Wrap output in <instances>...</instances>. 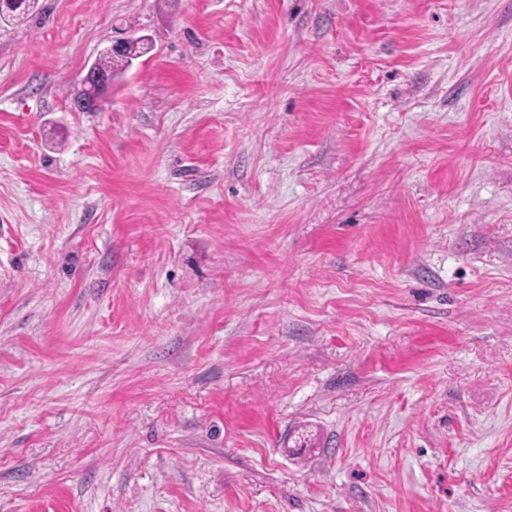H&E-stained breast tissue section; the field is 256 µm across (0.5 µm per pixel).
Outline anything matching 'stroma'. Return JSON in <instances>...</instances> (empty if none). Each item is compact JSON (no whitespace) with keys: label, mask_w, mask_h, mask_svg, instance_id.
Instances as JSON below:
<instances>
[{"label":"stroma","mask_w":512,"mask_h":512,"mask_svg":"<svg viewBox=\"0 0 512 512\" xmlns=\"http://www.w3.org/2000/svg\"><path fill=\"white\" fill-rule=\"evenodd\" d=\"M0 512H512V0L0 26ZM154 48L152 39L147 35L135 36L130 33L126 36L112 40L110 46L103 50L104 53L124 52L127 49H135L137 52L127 55L129 66L136 60ZM127 59L122 56L100 55L97 61L93 62L87 69L80 86L78 94L71 99L73 109L79 112H92L98 110L112 89V78L102 76L103 72L112 73V77L120 76L128 67ZM99 66V69H98Z\"/></svg>","instance_id":"1"}]
</instances>
